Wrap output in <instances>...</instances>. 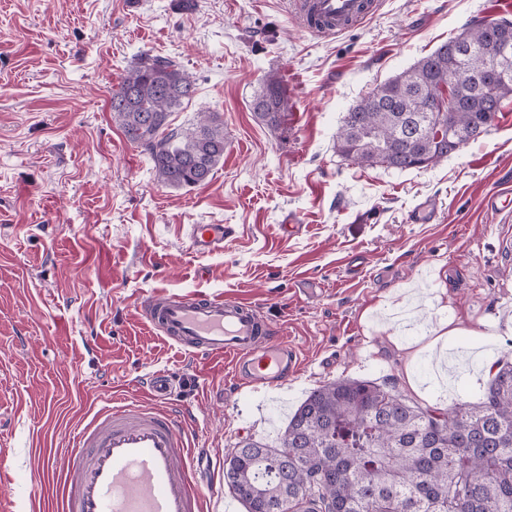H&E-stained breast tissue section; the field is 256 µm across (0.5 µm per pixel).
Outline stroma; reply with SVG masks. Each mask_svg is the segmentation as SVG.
I'll list each match as a JSON object with an SVG mask.
<instances>
[{"instance_id": "1", "label": "stroma", "mask_w": 512, "mask_h": 512, "mask_svg": "<svg viewBox=\"0 0 512 512\" xmlns=\"http://www.w3.org/2000/svg\"><path fill=\"white\" fill-rule=\"evenodd\" d=\"M0 0V491L9 512H49L37 459L70 450L101 397L144 398L173 373L170 407L200 450L204 512H246L224 461L246 438L277 442L309 391L356 378L441 408L479 397L512 361V99L489 130L420 169L363 168L336 152L348 110L471 21L512 20V0H384L331 38L303 31L286 0ZM195 82L169 125L224 124V158L202 187L161 183L109 101L141 52ZM277 72L290 108L268 127L249 108ZM429 204L430 222L413 219ZM294 232H285V223ZM191 224L225 227L194 253ZM152 293L246 298L295 350V377L239 386L140 312ZM447 344H433L444 324Z\"/></svg>"}]
</instances>
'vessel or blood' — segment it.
I'll list each match as a JSON object with an SVG mask.
<instances>
[{
	"instance_id": "obj_1",
	"label": "vessel or blood",
	"mask_w": 512,
	"mask_h": 512,
	"mask_svg": "<svg viewBox=\"0 0 512 512\" xmlns=\"http://www.w3.org/2000/svg\"><path fill=\"white\" fill-rule=\"evenodd\" d=\"M381 6L382 0H289L300 27L324 36ZM187 238L195 253L212 254L224 248V227L192 224ZM141 309L189 356L231 359L240 383L279 386L296 372L295 351L248 300L153 294L142 299ZM146 387L149 403H103L80 428L58 484L60 512H203L191 431L166 410L174 380L157 371Z\"/></svg>"
}]
</instances>
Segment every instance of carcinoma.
I'll return each instance as SVG.
<instances>
[{"instance_id": "carcinoma-1", "label": "carcinoma", "mask_w": 512, "mask_h": 512, "mask_svg": "<svg viewBox=\"0 0 512 512\" xmlns=\"http://www.w3.org/2000/svg\"><path fill=\"white\" fill-rule=\"evenodd\" d=\"M474 49L463 93L446 127L467 145L492 126L512 82L488 97L475 80L481 50L512 39L476 20L408 69L367 92L343 118L336 153L361 167L422 168L448 158L437 140L435 99L455 72L454 44ZM195 92L172 57L144 52L112 90V119L149 155L157 178L204 186L224 159V125L211 116L195 128L167 130L168 118ZM250 109L281 125L289 110L280 77L267 74ZM224 483L246 512H512V362H501L475 401L448 408L421 404L396 387L338 379L313 389L275 446L247 439L224 461Z\"/></svg>"}]
</instances>
